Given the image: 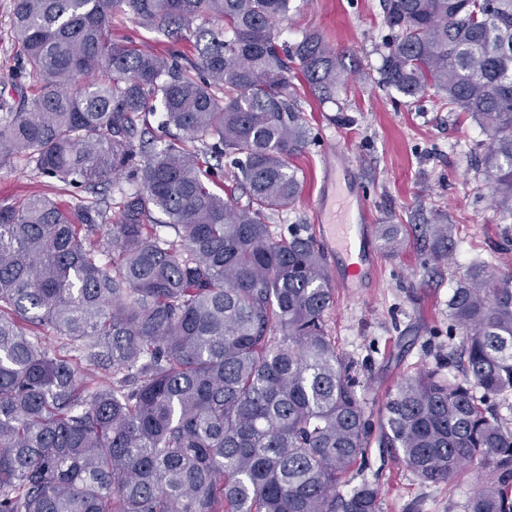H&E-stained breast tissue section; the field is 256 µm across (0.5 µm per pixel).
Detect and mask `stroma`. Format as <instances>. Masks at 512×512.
I'll use <instances>...</instances> for the list:
<instances>
[{"mask_svg": "<svg viewBox=\"0 0 512 512\" xmlns=\"http://www.w3.org/2000/svg\"><path fill=\"white\" fill-rule=\"evenodd\" d=\"M380 2L290 0L288 16L278 24L282 41L295 43L310 30L321 33L340 54L351 80L332 102L301 92V116L311 139L291 161L300 193L293 207L270 218L281 235L298 224L313 225L310 202L322 183L324 159L340 149L351 160L357 190L374 223L398 225L397 250H390L383 237L374 239L372 286L336 291L326 315L330 336L355 366L358 395L372 421L404 376L437 367L444 375H457L453 362L461 335L450 329L448 298L459 281L478 265L491 273L512 270V247L503 242L506 227L474 165L488 149L490 135L461 112L439 105L434 95L412 101L379 85L382 54L395 36ZM14 10L15 0H0V94L36 89L35 80L18 68ZM112 36L162 53L174 46L193 51L190 41L171 44L121 12L112 17ZM37 193L66 206L88 195L21 161L0 170V205ZM432 224L455 225L452 260L434 259L427 234ZM357 478L377 487L379 512H465L480 482L475 472L453 488L421 482L375 443Z\"/></svg>", "mask_w": 512, "mask_h": 512, "instance_id": "35a3bbf8", "label": "stroma"}]
</instances>
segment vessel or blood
I'll use <instances>...</instances> for the list:
<instances>
[{
	"label": "vessel or blood",
	"instance_id": "b4317fda",
	"mask_svg": "<svg viewBox=\"0 0 512 512\" xmlns=\"http://www.w3.org/2000/svg\"><path fill=\"white\" fill-rule=\"evenodd\" d=\"M350 171L347 158L328 155L320 191L311 204L322 250L334 260L333 278L344 291L373 277L376 269L367 246L374 232L371 214L366 203L350 192Z\"/></svg>",
	"mask_w": 512,
	"mask_h": 512
}]
</instances>
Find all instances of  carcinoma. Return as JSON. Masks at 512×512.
<instances>
[{
  "label": "carcinoma",
  "instance_id": "cac0c4a2",
  "mask_svg": "<svg viewBox=\"0 0 512 512\" xmlns=\"http://www.w3.org/2000/svg\"><path fill=\"white\" fill-rule=\"evenodd\" d=\"M289 4L16 0L38 92L0 100V169L22 159L88 187L130 173L139 189L115 214L99 197L0 205V512H378L373 485L340 491L372 424L327 331L324 253L304 228L286 238L268 224L296 202L288 159L310 142L297 83L329 101L348 81L320 33L279 42ZM119 10L175 42L191 32L196 57L112 39ZM383 10L398 34L380 83L409 99L431 90L491 133L482 173L512 222V0ZM202 15L223 24L193 27ZM159 110L164 142L136 151ZM209 157L230 159L246 205L211 191ZM430 236L449 258L453 225ZM448 319L464 380L405 377L378 444L425 483L482 469L467 512H512V428L496 407L512 393V273L474 268Z\"/></svg>",
  "mask_w": 512,
  "mask_h": 512
}]
</instances>
